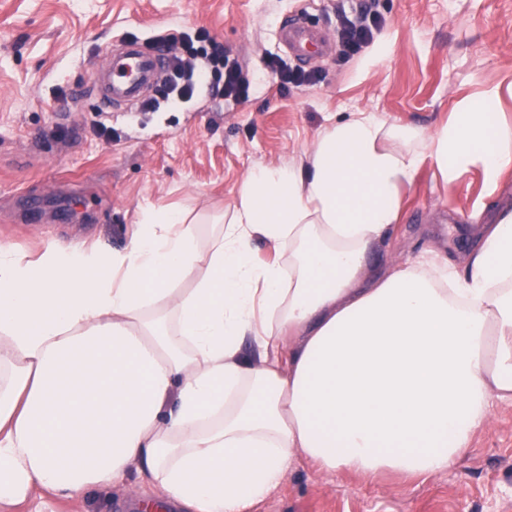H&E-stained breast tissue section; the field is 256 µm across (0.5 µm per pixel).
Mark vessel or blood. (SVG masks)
Listing matches in <instances>:
<instances>
[{"instance_id":"1","label":"vessel or blood","mask_w":512,"mask_h":512,"mask_svg":"<svg viewBox=\"0 0 512 512\" xmlns=\"http://www.w3.org/2000/svg\"><path fill=\"white\" fill-rule=\"evenodd\" d=\"M284 46L296 60H304L312 50H326V43L315 33L306 31L297 22H290L281 31ZM168 60L160 47L146 48L125 45L122 52L110 55L109 67L102 77L101 110H109L115 100L137 102L142 86L149 80L165 76Z\"/></svg>"}]
</instances>
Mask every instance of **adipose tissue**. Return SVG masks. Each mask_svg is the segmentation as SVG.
Here are the masks:
<instances>
[{
  "label": "adipose tissue",
  "instance_id": "adipose-tissue-1",
  "mask_svg": "<svg viewBox=\"0 0 512 512\" xmlns=\"http://www.w3.org/2000/svg\"><path fill=\"white\" fill-rule=\"evenodd\" d=\"M499 101L432 133L353 113L305 162L251 170L208 239L150 207L121 250L0 244V512L133 468L188 512H251L300 454L448 469L512 398V213L474 226L460 266L372 279L368 259L424 161L496 186ZM257 240L287 262H257Z\"/></svg>",
  "mask_w": 512,
  "mask_h": 512
}]
</instances>
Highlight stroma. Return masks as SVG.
Segmentation results:
<instances>
[{
    "mask_svg": "<svg viewBox=\"0 0 512 512\" xmlns=\"http://www.w3.org/2000/svg\"><path fill=\"white\" fill-rule=\"evenodd\" d=\"M364 0H0V243L27 258L58 240L124 248L141 212L181 211L208 236L248 172L300 161L324 131L355 112L432 132L457 103L503 89L512 126V0H373L384 20L373 42L340 56L338 36ZM330 43L301 67L317 80L281 89L274 61L292 58L278 30L293 18ZM206 29L250 78L241 100L211 86L190 101L156 95L99 111L96 75L122 38ZM402 208L370 267L383 274L432 251L462 260L468 227L512 205V165L489 191L482 167L445 183L424 163L400 189ZM162 492L137 474L107 492L37 494L13 512H146ZM252 512H512V400L447 470L403 476L330 472L298 455Z\"/></svg>",
    "mask_w": 512,
    "mask_h": 512,
    "instance_id": "stroma-1",
    "label": "stroma"
}]
</instances>
